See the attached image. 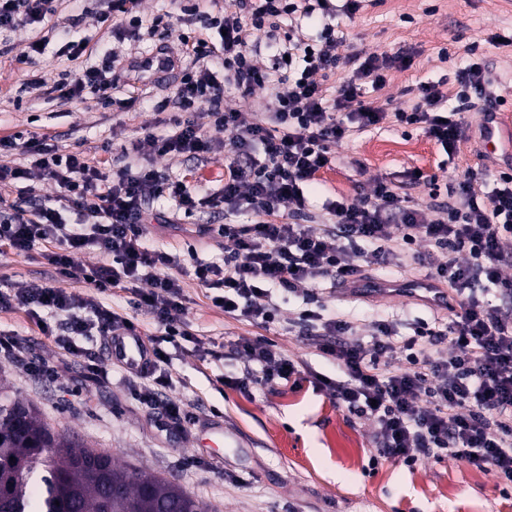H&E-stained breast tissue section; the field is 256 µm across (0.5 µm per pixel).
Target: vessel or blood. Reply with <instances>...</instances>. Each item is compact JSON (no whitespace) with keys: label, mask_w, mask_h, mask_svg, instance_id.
I'll return each mask as SVG.
<instances>
[{"label":"vessel or blood","mask_w":512,"mask_h":512,"mask_svg":"<svg viewBox=\"0 0 512 512\" xmlns=\"http://www.w3.org/2000/svg\"><path fill=\"white\" fill-rule=\"evenodd\" d=\"M345 289L351 294L373 297H402L437 309L447 308L450 301L448 290L430 278L386 280L362 278L345 282ZM109 356L123 362L142 366L145 362L143 347L139 337L120 336L108 344Z\"/></svg>","instance_id":"1"}]
</instances>
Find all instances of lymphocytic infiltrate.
Instances as JSON below:
<instances>
[{
  "instance_id": "obj_1",
  "label": "lymphocytic infiltrate",
  "mask_w": 512,
  "mask_h": 512,
  "mask_svg": "<svg viewBox=\"0 0 512 512\" xmlns=\"http://www.w3.org/2000/svg\"><path fill=\"white\" fill-rule=\"evenodd\" d=\"M56 0H0V33L38 26L56 11ZM240 12L207 16L206 37L175 35L163 26L161 39L178 36L183 52L198 62L173 90L172 104L181 112L172 134L155 138L157 155H185L207 162L221 146L225 132L235 148L226 165L224 183L199 196L187 177L160 174L153 164L125 156L122 166L108 171L107 159L93 160L84 152L58 153L46 138H0V152L21 150L29 166L0 164V189L36 178L51 182L55 195L29 202L0 196V253L18 254L47 243L46 260L55 276L85 283L82 293L53 287L46 280L22 281L0 289V311L25 310L41 335L50 337L66 354L82 358L84 381L102 386L112 372L88 352V344L111 336H134L135 323L101 301L118 288L129 292L133 309L146 311L158 327L146 336L150 357L139 367L126 366L132 395L153 410L159 431L194 424L196 417L183 402L173 400L166 369L168 346L189 340L175 315L183 310V290L168 271L176 255L144 238L140 223L154 201L166 198L176 208L193 212L198 206L223 207L225 215L248 205L250 224L225 223L219 233L226 242L223 264L197 263L196 280L204 286L222 284L214 303L228 315L273 323L272 290L281 288L313 295L322 279L343 282L363 268L403 265L420 250L440 252L442 262L428 275L453 291L445 327H417L397 338L392 326L378 322L369 339L356 335L346 318L307 310L301 315L311 327L319 352L337 361L332 378L312 368H298L275 344L262 339L238 343L248 369L226 378L228 386L247 392L273 384L313 383L337 406L372 419L374 439L386 458L416 463L419 457H449L494 470L512 485V313L500 304L512 299V173L494 181L465 178L452 186L446 205L406 204L397 187L378 181L372 191L328 205L329 224H297L279 219L282 207L305 211L304 187L318 183L322 171L336 164L330 148L353 133L379 128L387 118L422 128L445 152H453L469 124L466 116L476 101L491 115L497 101L484 66L468 62L456 73V105L451 116L439 113L445 102L434 84L418 88L410 110L387 115L361 99L362 82L381 87L388 61L361 53H340L331 25L318 40L289 43V59L300 61L294 75L279 66L261 67L252 47L266 28L327 10V0H239ZM223 77H216L215 66ZM345 67L339 94H326L324 80ZM275 87L272 104L252 117L224 108L226 97ZM209 109L214 134H207L193 114ZM81 212L82 224H65L61 208ZM95 250L103 261L85 267L80 256ZM447 351H440V344Z\"/></svg>"
}]
</instances>
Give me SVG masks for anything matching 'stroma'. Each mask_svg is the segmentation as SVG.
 I'll use <instances>...</instances> for the list:
<instances>
[{"label": "stroma", "mask_w": 512, "mask_h": 512, "mask_svg": "<svg viewBox=\"0 0 512 512\" xmlns=\"http://www.w3.org/2000/svg\"><path fill=\"white\" fill-rule=\"evenodd\" d=\"M197 2L143 0L141 26L134 36L119 41L97 19L107 0H57L55 14L42 26L49 43L30 60L23 55L30 29L0 34V137L46 136L59 153L82 151L114 159L136 143L141 157L162 173L179 176L196 166L184 156L153 155L147 143L148 135L173 132L178 116L171 103L173 90L183 73L194 70V63L173 36L163 43L178 63L173 72L144 78L130 64L160 44L151 28L155 19L177 24L185 33L200 31L199 22L184 19ZM332 25L346 50L393 60L384 87L362 89L364 103L373 108L409 109L418 87L428 82L441 83L444 94H452L458 68L474 60L487 65L492 89L501 98L500 110L512 112V0H359L355 12L337 15ZM504 37L509 40L505 46L500 43ZM70 40L86 42L89 54L70 59ZM402 54L411 55L410 67L396 63ZM106 57L112 60V88L106 98L89 93L83 100L64 102L48 93V86L101 66ZM468 119V138L450 154L422 129L391 121L333 146L336 167L324 173L320 187L304 190L308 223H330L327 202L370 193L379 180L425 203L427 177L443 184L481 175L485 161L476 151L482 116L473 111ZM417 171L424 181L414 182ZM152 210L142 225L144 233L179 260L170 271L183 288L184 310L178 319L208 350L207 357H199L193 342L184 341L171 349L168 363L176 381L172 398L187 404L200 421L159 437L120 372H113L109 385L82 386L80 360L59 354L24 311H0L1 335L32 342L58 367V383L47 384L31 381L24 361L0 359V372L13 395L32 401L46 423L76 441L108 449L120 466L143 467L175 480L218 512H512V489L503 490L492 470L446 457H426L411 466L382 457L372 441L371 420L336 407L310 383L261 387L249 394L224 386L223 376L244 371L236 343L256 337L272 340L294 360L324 375L336 377L338 370L293 325L308 308L302 294L273 291L278 315L265 327L224 314L213 302L223 287H205L194 278L196 262L224 260L222 237L196 233L198 225L222 224V210L205 206L187 214L164 200L154 202ZM44 251L39 244L25 254H0V285L45 278ZM319 299L356 322L363 336L372 334L380 320L406 336L417 324L444 315L443 310L400 298L343 297L332 288L320 291ZM213 424L224 427L223 447L209 444L205 429Z\"/></svg>", "instance_id": "obj_1"}]
</instances>
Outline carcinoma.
Wrapping results in <instances>:
<instances>
[{"label":"carcinoma","mask_w":512,"mask_h":512,"mask_svg":"<svg viewBox=\"0 0 512 512\" xmlns=\"http://www.w3.org/2000/svg\"><path fill=\"white\" fill-rule=\"evenodd\" d=\"M99 449L54 431L37 407L0 382V512H216L177 483L121 467Z\"/></svg>","instance_id":"1"}]
</instances>
